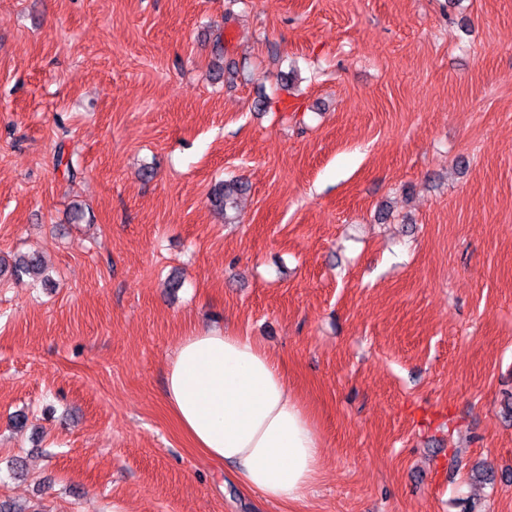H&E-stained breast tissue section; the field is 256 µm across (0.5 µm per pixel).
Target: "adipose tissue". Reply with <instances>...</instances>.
I'll return each mask as SVG.
<instances>
[{
	"mask_svg": "<svg viewBox=\"0 0 512 512\" xmlns=\"http://www.w3.org/2000/svg\"><path fill=\"white\" fill-rule=\"evenodd\" d=\"M165 400L206 458L268 501L304 500L322 461L317 427L277 358L255 337L210 329L183 337L167 364Z\"/></svg>",
	"mask_w": 512,
	"mask_h": 512,
	"instance_id": "obj_1",
	"label": "adipose tissue"
}]
</instances>
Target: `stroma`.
Instances as JSON below:
<instances>
[{
    "mask_svg": "<svg viewBox=\"0 0 512 512\" xmlns=\"http://www.w3.org/2000/svg\"><path fill=\"white\" fill-rule=\"evenodd\" d=\"M31 250L49 282L0 275V501L512 512V0H0V266ZM210 327L312 413L305 503L170 416ZM242 190V183L232 179L219 182L210 193V204L224 214L226 223H231L236 218L238 198Z\"/></svg>",
    "mask_w": 512,
    "mask_h": 512,
    "instance_id": "35a3bbf8",
    "label": "stroma"
}]
</instances>
